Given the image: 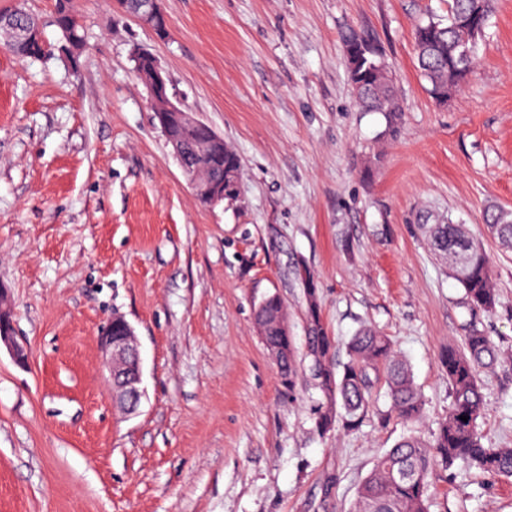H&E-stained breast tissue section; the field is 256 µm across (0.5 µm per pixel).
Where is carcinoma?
Here are the masks:
<instances>
[{
	"mask_svg": "<svg viewBox=\"0 0 512 512\" xmlns=\"http://www.w3.org/2000/svg\"><path fill=\"white\" fill-rule=\"evenodd\" d=\"M491 0H448V22L431 20L414 32L415 51L428 91L440 103L456 90L464 75L455 63L460 50L471 55L473 64L479 39L488 25ZM53 25L73 47L84 44V33L72 0H56ZM349 53V75L359 106L367 112H383L394 119L402 111L381 50L358 32L342 33ZM0 41L20 57L39 58L51 54L49 43L21 47L10 29L0 30ZM195 149L191 158L210 167L211 176L224 181V198L236 197L241 179V163L231 146H207L202 130L187 135ZM490 233L501 247L512 251V210L495 207L485 215ZM431 244L435 254L448 263L453 278L465 290L475 310L490 313L497 304V290L491 275L490 259L482 244L472 238L462 224H433ZM310 334L306 356L310 358L313 379L324 402L314 412L315 432L325 436L334 423L355 430L361 426L372 405L371 374L382 371L391 409L398 418L415 424L422 420L425 400L414 382L409 366L393 350L390 340L371 328L357 330L347 342L349 360L342 369L331 363L333 338L320 322L314 289H308ZM256 322L264 328L266 345L280 350L277 366L282 382L293 388L296 378L295 351L287 327L281 299L270 295L255 309ZM494 340L484 331L471 329L462 347L448 346L440 363L448 377L451 404L429 443L410 433L378 458L361 482L350 512H429L430 475L436 464L448 468L457 461L478 469L512 477V448H487L481 442L478 420L484 410L479 372L497 363ZM468 420L463 421L461 417Z\"/></svg>",
	"mask_w": 512,
	"mask_h": 512,
	"instance_id": "obj_1",
	"label": "carcinoma"
}]
</instances>
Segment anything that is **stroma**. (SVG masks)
Instances as JSON below:
<instances>
[{
	"label": "stroma",
	"mask_w": 512,
	"mask_h": 512,
	"mask_svg": "<svg viewBox=\"0 0 512 512\" xmlns=\"http://www.w3.org/2000/svg\"><path fill=\"white\" fill-rule=\"evenodd\" d=\"M77 61L0 45V306L28 353H0V512H348L375 461L407 433L383 381L356 430L313 432L308 368L282 381L254 320L284 303L297 356L305 273L345 344L389 336L426 406L448 415L439 354L468 328L502 358L481 372L483 443L512 447V252L483 214L512 209V0H494L476 64L447 103L428 91L418 24L448 0H162L160 40L116 0H75ZM379 46L403 103L362 111L341 35ZM238 154L239 194L196 199L149 108L132 51ZM466 225L492 258L498 303L473 311L424 225ZM135 328L146 395L106 396L98 339ZM431 512H512V478L435 467Z\"/></svg>",
	"instance_id": "35a3bbf8"
}]
</instances>
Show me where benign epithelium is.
I'll use <instances>...</instances> for the list:
<instances>
[{"mask_svg":"<svg viewBox=\"0 0 512 512\" xmlns=\"http://www.w3.org/2000/svg\"><path fill=\"white\" fill-rule=\"evenodd\" d=\"M160 2L161 0H138L136 8L129 11V14L161 38L167 34V24ZM134 58L136 73L147 88L150 108L167 143L172 146L173 154L194 194L208 197L215 203L224 200V182L212 179L203 166H193L186 162L185 141L181 139V133L200 128L206 131L211 143L219 144L224 138L185 110L181 103L172 100L168 91L167 74L151 52L140 49ZM0 347L5 348L16 362H26V349L17 342L10 318L1 309ZM99 347L109 370L112 404L128 415L137 413L145 390L142 387V361L134 327L122 316L112 317L100 336Z\"/></svg>","mask_w":512,"mask_h":512,"instance_id":"obj_1","label":"benign epithelium"}]
</instances>
